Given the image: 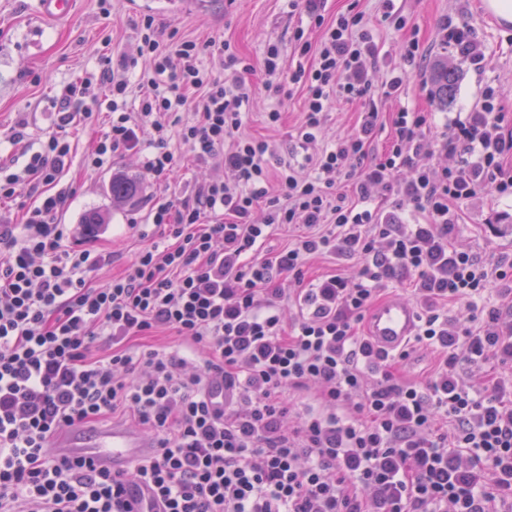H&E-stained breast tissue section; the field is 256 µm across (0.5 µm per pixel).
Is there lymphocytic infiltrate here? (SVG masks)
I'll use <instances>...</instances> for the list:
<instances>
[{
  "instance_id": "obj_1",
  "label": "lymphocytic infiltrate",
  "mask_w": 512,
  "mask_h": 512,
  "mask_svg": "<svg viewBox=\"0 0 512 512\" xmlns=\"http://www.w3.org/2000/svg\"><path fill=\"white\" fill-rule=\"evenodd\" d=\"M288 9L308 23L288 48L268 47L264 74L305 93L300 161L243 132L240 81L200 69L204 52L224 70L245 67L229 43L163 45L146 18L136 56L103 71L104 97L85 105V81L70 84L54 101L55 132L26 146L21 167L0 163V201H35L22 225L0 224V512H125L129 482L152 487L161 512H502L512 502V379L498 374L512 370V256L484 260L452 236L465 202L512 197V114L489 87L480 110L438 136L428 112L384 122L380 103L408 73L381 69L370 19L352 5L325 20L319 0ZM338 103L359 104L355 131L320 146ZM77 111L108 115L88 166L146 146V173L168 177L176 138L222 171L192 196L159 200L163 243L104 288L87 278L104 257L66 246L56 221ZM389 195L397 214L376 204ZM277 235L280 249L264 256ZM336 255L357 258L352 275L308 277L310 259ZM402 278L421 309L411 345L434 356L420 383L401 373L406 352L381 354L361 333ZM110 418L134 420L155 453L116 475L51 453L64 429Z\"/></svg>"
}]
</instances>
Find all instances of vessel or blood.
Listing matches in <instances>:
<instances>
[{
  "instance_id": "1",
  "label": "vessel or blood",
  "mask_w": 512,
  "mask_h": 512,
  "mask_svg": "<svg viewBox=\"0 0 512 512\" xmlns=\"http://www.w3.org/2000/svg\"><path fill=\"white\" fill-rule=\"evenodd\" d=\"M419 310L410 301L391 296L373 306L367 314L366 337L378 351H402L415 336ZM56 453L112 473H125L133 463L150 456L155 443L141 431L127 426L88 435L83 427L73 426L53 441Z\"/></svg>"
}]
</instances>
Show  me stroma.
<instances>
[{
  "label": "stroma",
  "instance_id": "1",
  "mask_svg": "<svg viewBox=\"0 0 512 512\" xmlns=\"http://www.w3.org/2000/svg\"><path fill=\"white\" fill-rule=\"evenodd\" d=\"M74 13L64 20H47L38 9V0H0V131L24 123L26 141L38 144L55 129L56 111L50 99L78 78L92 80L90 95H97V79L107 61H118L121 54L132 53L137 26L144 10L133 0H75ZM405 14L418 30L421 49L426 56L407 63L403 33L382 26L377 30L380 58L392 67H407L410 79L400 97L384 102L382 109L392 113L403 108L433 115L435 124L455 118L458 113L480 108L486 87L500 89L506 111L512 113V27L501 26L487 14L482 0H404ZM454 17L471 25L484 60L471 64L458 50L445 49L440 23ZM154 24L163 34L207 40L223 35L225 40L253 67L241 81L251 92L246 133L270 140L282 159H290L293 149L289 130L303 110L301 92L286 97L265 84L263 61L269 44H287L297 18L288 14L285 0H202L194 10L174 9L154 13ZM447 60L458 70L457 95L448 110L432 101L430 67L436 60ZM279 109L282 123L271 127L265 115ZM105 131L103 122L78 121L71 127L74 145L72 163L61 183L70 196L57 217L67 227V243H81L95 252L111 255L112 262L93 272L95 286L106 287L113 273L132 259L143 246L133 227L152 221L157 197L169 194L190 196L196 187L212 175L210 164L186 160V148L172 141L171 148L185 163L176 183L155 181L143 168L144 153L129 152L114 156L108 168L94 169L84 161L86 151ZM122 174L138 182V196L129 203L112 200L109 183ZM107 216L106 224L95 233H86L82 217L90 209ZM459 244L484 258L512 252V201L486 194L463 208L461 224L455 228Z\"/></svg>",
  "mask_w": 512,
  "mask_h": 512
}]
</instances>
